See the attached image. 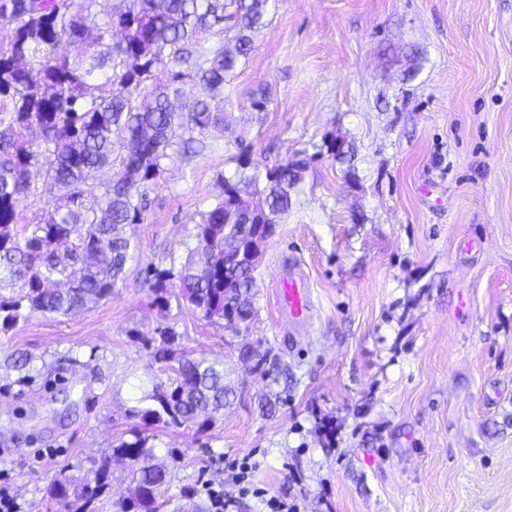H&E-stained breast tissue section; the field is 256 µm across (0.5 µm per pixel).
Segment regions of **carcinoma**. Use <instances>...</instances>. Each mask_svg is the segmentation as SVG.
<instances>
[{"instance_id": "obj_1", "label": "carcinoma", "mask_w": 512, "mask_h": 512, "mask_svg": "<svg viewBox=\"0 0 512 512\" xmlns=\"http://www.w3.org/2000/svg\"><path fill=\"white\" fill-rule=\"evenodd\" d=\"M100 0H0V333L31 315L73 316L112 296L137 256L125 228L140 224L147 189L158 183L170 150L190 152L194 135L224 131V83L246 63L254 35L276 0H115L100 15ZM357 186L353 147L324 143ZM317 154L260 165L250 150L235 156L236 172L217 181L196 224V246L180 268L152 267L153 304L173 296L209 321L256 312L254 283L263 245L248 263L226 260L249 250V224L274 232L292 208ZM58 190L52 209L20 230L37 199L32 170ZM103 193L85 184L102 171ZM176 332L166 326L145 340L171 373L144 396L150 426L185 424L208 431L233 395L224 368L205 357H178ZM254 369L283 386L265 398L267 411L288 391V368L268 349L254 352ZM154 435L134 429L103 458L93 487L53 475L47 496L64 512H98L109 497L112 462L131 466L132 486L112 502L114 512H159L170 482L157 458Z\"/></svg>"}]
</instances>
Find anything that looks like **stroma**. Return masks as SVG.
<instances>
[{
    "label": "stroma",
    "mask_w": 512,
    "mask_h": 512,
    "mask_svg": "<svg viewBox=\"0 0 512 512\" xmlns=\"http://www.w3.org/2000/svg\"><path fill=\"white\" fill-rule=\"evenodd\" d=\"M224 111L223 132L149 189L140 256L110 299L0 333V484L21 512H58L51 476L90 478L143 427L167 374L142 339L170 325L236 397L206 433L155 429L174 474L159 512H191L211 487L224 512H270L257 487L297 512H512V0H278ZM335 135L358 186L321 149ZM244 144L258 162L315 156L256 273L251 336L289 373L271 415L237 338L153 305L144 274L184 261ZM294 259L314 303L302 325L275 302ZM22 353L28 368H7ZM244 461L246 493L230 478Z\"/></svg>",
    "instance_id": "35a3bbf8"
}]
</instances>
